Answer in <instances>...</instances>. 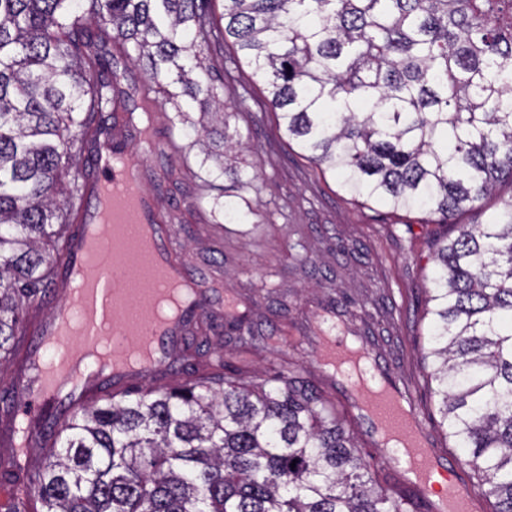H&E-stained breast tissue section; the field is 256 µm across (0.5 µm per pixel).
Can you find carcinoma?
I'll return each instance as SVG.
<instances>
[{
    "label": "carcinoma",
    "instance_id": "1",
    "mask_svg": "<svg viewBox=\"0 0 512 512\" xmlns=\"http://www.w3.org/2000/svg\"><path fill=\"white\" fill-rule=\"evenodd\" d=\"M220 2L213 19L205 0H0V382L38 335L30 311L126 101L121 61L145 67L210 175L227 169L188 107L222 116L204 54L229 40L288 139L352 194L449 224L512 183V0ZM455 228L428 288L427 377L492 512H512V203ZM223 349L188 355L174 386L47 405L21 427L36 466L0 461L8 512H410L303 369L248 379ZM14 420L1 397L0 434Z\"/></svg>",
    "mask_w": 512,
    "mask_h": 512
}]
</instances>
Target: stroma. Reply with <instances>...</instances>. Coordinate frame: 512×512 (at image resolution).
<instances>
[{
  "label": "stroma",
  "mask_w": 512,
  "mask_h": 512,
  "mask_svg": "<svg viewBox=\"0 0 512 512\" xmlns=\"http://www.w3.org/2000/svg\"><path fill=\"white\" fill-rule=\"evenodd\" d=\"M212 83L224 92L225 122L210 121L214 150L224 164L254 178L249 189L224 178L227 194L237 196L247 218L228 224L213 191L204 188L207 170L196 155H184L183 140L171 137L174 112L150 106V138L162 154L143 152L136 131L113 123V141L138 159L142 183L153 201V219L162 226L172 256L196 279L208 297L207 319L190 315L185 343L204 334L224 339L232 369L302 366L321 393L336 403L355 444L366 454L381 484L407 490L415 512H432L435 499L400 467L372 426L356 388L324 362L330 342L327 324L377 360L393 385L408 389L416 412L440 451L452 464V477L465 488L477 479L438 421V398L425 378L428 344V279L434 268L433 244L446 232L438 215L391 207L351 195L338 176L315 167L294 141L279 130L266 105L264 82L232 46L213 47L206 61ZM249 136L245 152H225L224 129ZM310 257L301 266V257ZM235 300L262 340L241 341L228 331L225 303Z\"/></svg>",
  "instance_id": "35a3bbf8"
}]
</instances>
